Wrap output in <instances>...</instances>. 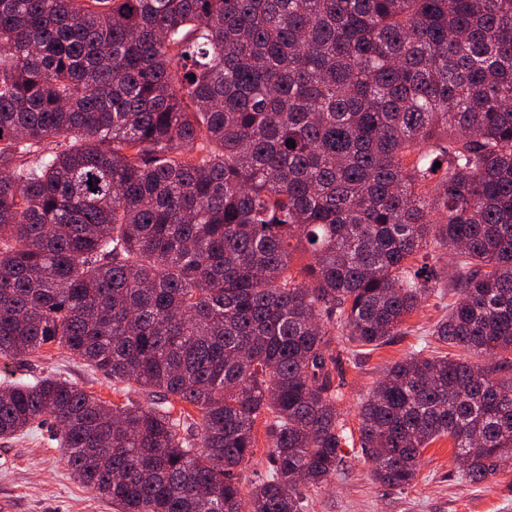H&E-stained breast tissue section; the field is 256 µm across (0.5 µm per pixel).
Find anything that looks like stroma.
<instances>
[{
    "label": "stroma",
    "mask_w": 512,
    "mask_h": 512,
    "mask_svg": "<svg viewBox=\"0 0 512 512\" xmlns=\"http://www.w3.org/2000/svg\"><path fill=\"white\" fill-rule=\"evenodd\" d=\"M452 298L430 296L406 321L402 336L390 344L342 362V407L350 430L358 428L359 406L390 366L419 351L433 324L446 316ZM56 377L93 393L106 403H123L110 375L55 345L24 357H0V387L23 378ZM335 482L312 492L304 512H512V464L490 482L461 480V468L448 439L424 451L420 477L405 488L375 482L363 454H348ZM12 512H113L109 502L77 481L49 429L12 440L0 439V501Z\"/></svg>",
    "instance_id": "35a3bbf8"
}]
</instances>
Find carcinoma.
<instances>
[{"label": "carcinoma", "instance_id": "carcinoma-1", "mask_svg": "<svg viewBox=\"0 0 512 512\" xmlns=\"http://www.w3.org/2000/svg\"><path fill=\"white\" fill-rule=\"evenodd\" d=\"M448 253V351L359 407L378 483L442 436L471 484L512 461V376L460 355L512 367V0H0V356L160 393L14 381L0 439L51 420L116 512H303L344 470L341 356ZM56 377L93 393L112 406L126 398L114 392L112 376L85 364L78 357L56 345H46L36 353L24 357H0V387L23 378Z\"/></svg>", "mask_w": 512, "mask_h": 512}]
</instances>
